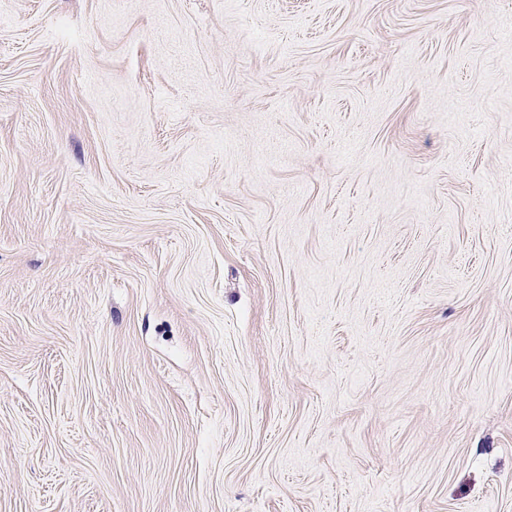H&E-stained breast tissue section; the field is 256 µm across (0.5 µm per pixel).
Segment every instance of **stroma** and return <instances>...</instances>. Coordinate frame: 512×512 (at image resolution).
<instances>
[{
  "instance_id": "35a3bbf8",
  "label": "stroma",
  "mask_w": 512,
  "mask_h": 512,
  "mask_svg": "<svg viewBox=\"0 0 512 512\" xmlns=\"http://www.w3.org/2000/svg\"><path fill=\"white\" fill-rule=\"evenodd\" d=\"M0 512H512V0H0Z\"/></svg>"
}]
</instances>
